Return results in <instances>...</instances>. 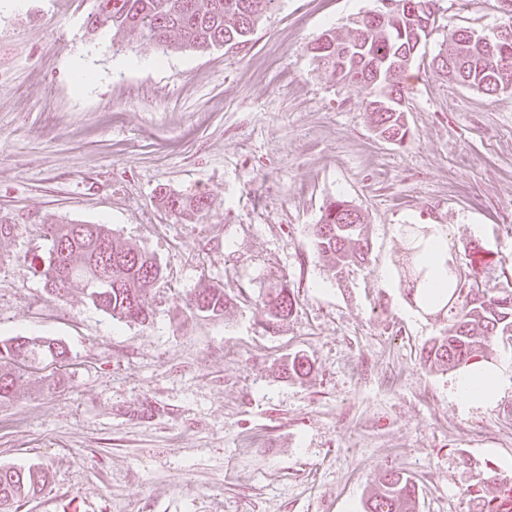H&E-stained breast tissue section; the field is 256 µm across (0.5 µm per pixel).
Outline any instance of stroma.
<instances>
[{"label":"stroma","instance_id":"obj_1","mask_svg":"<svg viewBox=\"0 0 512 512\" xmlns=\"http://www.w3.org/2000/svg\"><path fill=\"white\" fill-rule=\"evenodd\" d=\"M96 0L0 11V342L61 340L0 405V465L48 475L19 512H363L391 468L418 512H472L470 484L512 481V388L459 407V371L420 359L439 322L401 282L409 229L441 225L466 265L480 241L512 278V94L487 96L433 65L449 25L488 30L512 0H437L407 73L404 144L379 138L369 88L318 68L310 44L378 0H279L238 49L115 53L86 32ZM95 73L77 88V67ZM211 203L186 221L161 190ZM369 226L368 261L343 283L314 250L334 199ZM107 224L153 253L152 324H119L30 274L53 222ZM287 276L297 305L268 328L249 293ZM208 282L246 287L225 316L194 315ZM307 358L301 381L282 360Z\"/></svg>","mask_w":512,"mask_h":512}]
</instances>
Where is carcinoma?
<instances>
[{
    "mask_svg": "<svg viewBox=\"0 0 512 512\" xmlns=\"http://www.w3.org/2000/svg\"><path fill=\"white\" fill-rule=\"evenodd\" d=\"M376 24L366 17L353 19L343 35L328 32L313 44L317 66L344 82L371 90L368 118L377 134L395 144L409 135L402 79L427 33L416 32L409 4L396 0ZM278 0H97L86 29L89 34L112 33V50L135 41H151L168 51H207L246 43L255 28L277 6ZM447 61L436 67L449 79L485 94L500 93L499 67H512V38L493 48L467 28L448 25ZM162 206L185 219L204 216L209 208L204 195L159 193ZM314 247L330 271L342 279L350 267L367 260L370 240L360 211L337 198L314 225ZM427 231H410L403 277L416 288L420 308L441 321L439 335L422 350L429 367L442 371L463 369L484 359L501 336H512V284L500 282L498 261L479 242L464 245L470 272L462 275L453 253L444 255L447 288L425 295L432 270L427 262ZM47 255H33L28 271L41 276L49 290L62 296L73 288L84 291L92 304L119 323L144 324L152 319L150 295L162 278L156 257L117 237L106 224L54 223L48 228ZM237 295L222 284L205 283L190 299L189 309L204 317L224 315ZM257 301L268 323L287 319L296 306L288 279L269 274L257 285ZM50 361L64 367L70 361L65 345L55 339L15 336L0 343V404L17 397L29 370ZM311 364L294 357L281 364L286 378L302 379ZM47 474L40 469L0 466V512H18V503L40 492ZM475 512H512V485L488 480L468 490ZM418 488L405 472L392 469L378 479V489L364 503V512H416Z\"/></svg>",
    "mask_w": 512,
    "mask_h": 512,
    "instance_id": "cac0c4a2",
    "label": "carcinoma"
}]
</instances>
